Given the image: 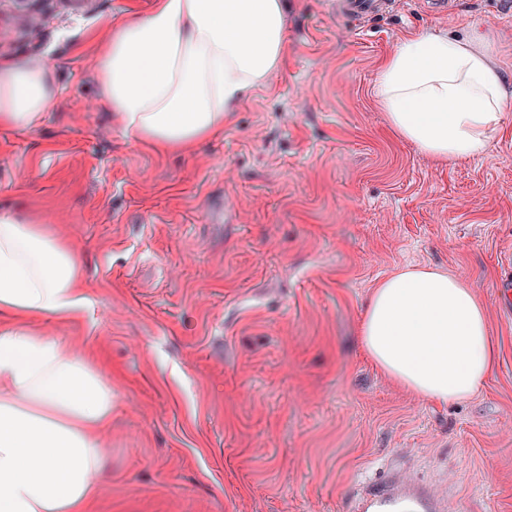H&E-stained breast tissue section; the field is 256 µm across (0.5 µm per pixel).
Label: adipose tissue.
<instances>
[{"mask_svg":"<svg viewBox=\"0 0 512 512\" xmlns=\"http://www.w3.org/2000/svg\"><path fill=\"white\" fill-rule=\"evenodd\" d=\"M284 0H151L101 24V93L128 137L192 154L223 135L250 90L283 61ZM490 32L407 34L381 63L373 98L390 130L437 161L487 153L512 82ZM57 97L43 63L0 57V129L37 128ZM87 302L64 223L0 213V512H97L108 485L112 370L55 336ZM368 359L412 394L473 397L498 358L485 303L460 277L406 266L374 289L358 327Z\"/></svg>","mask_w":512,"mask_h":512,"instance_id":"obj_1","label":"adipose tissue"}]
</instances>
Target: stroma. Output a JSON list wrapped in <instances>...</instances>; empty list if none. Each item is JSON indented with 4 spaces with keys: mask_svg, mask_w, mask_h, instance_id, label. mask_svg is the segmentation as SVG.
Returning <instances> with one entry per match:
<instances>
[{
    "mask_svg": "<svg viewBox=\"0 0 512 512\" xmlns=\"http://www.w3.org/2000/svg\"><path fill=\"white\" fill-rule=\"evenodd\" d=\"M149 0H49L31 28L0 0V56L53 69L57 102L0 130V212L61 218L88 305L57 336L112 363V491L98 512H352L394 464L444 512H512V110L484 157L439 164L389 131L371 86L407 32L488 28L498 0H419L351 31L330 0H286L288 53L223 136L159 156L112 124L100 23ZM407 265L459 275L499 360L471 399L412 397L359 350L372 289Z\"/></svg>",
    "mask_w": 512,
    "mask_h": 512,
    "instance_id": "stroma-1",
    "label": "stroma"
}]
</instances>
